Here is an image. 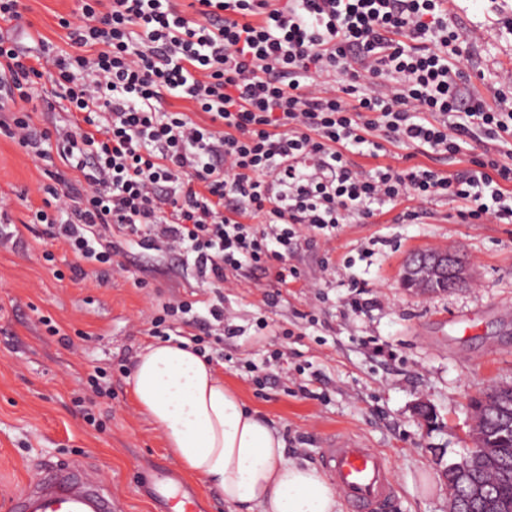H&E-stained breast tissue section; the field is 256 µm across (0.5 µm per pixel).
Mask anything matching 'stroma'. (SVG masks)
Masks as SVG:
<instances>
[{"label":"stroma","mask_w":512,"mask_h":512,"mask_svg":"<svg viewBox=\"0 0 512 512\" xmlns=\"http://www.w3.org/2000/svg\"><path fill=\"white\" fill-rule=\"evenodd\" d=\"M14 30L21 46L39 40L70 51L63 18L75 0H24ZM448 19L474 27L470 50L484 71L476 86L492 98L498 77L512 73V0H449ZM78 174L60 156L35 158L0 132V512L41 465L72 462L99 479L115 512H171L155 500L146 476L166 477L172 492H196L204 512H229L201 481L185 477L161 431L132 396L137 354L154 339L150 320L172 299L210 298L192 272L168 256L172 275L156 272L153 254L133 256L132 275L74 277L73 254L33 221L49 189ZM419 224H345L327 242L300 240L301 278L270 296L256 277H231L224 307L239 334L225 340L213 364L244 403L281 432L288 456L318 466L327 439L345 436L389 461L396 493L387 512H448L442 472L472 447L469 398L512 385V223L461 224L451 204H426ZM454 250L467 259L470 284L420 295L402 285L407 256ZM53 261H45L44 252ZM366 286L355 293L354 283ZM359 297L363 309L348 307ZM477 328L459 331L458 318ZM59 328L50 335L46 321ZM112 375V394L87 384L94 367ZM432 425L414 414L418 402ZM97 419L89 425L83 418Z\"/></svg>","instance_id":"stroma-1"}]
</instances>
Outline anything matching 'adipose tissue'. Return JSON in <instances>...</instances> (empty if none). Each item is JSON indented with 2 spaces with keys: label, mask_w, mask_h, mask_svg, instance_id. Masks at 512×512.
<instances>
[{
  "label": "adipose tissue",
  "mask_w": 512,
  "mask_h": 512,
  "mask_svg": "<svg viewBox=\"0 0 512 512\" xmlns=\"http://www.w3.org/2000/svg\"><path fill=\"white\" fill-rule=\"evenodd\" d=\"M132 386L182 472L215 490L230 512H341L339 490L313 466L290 459L278 430L248 410L192 347L148 346Z\"/></svg>",
  "instance_id": "adipose-tissue-1"
}]
</instances>
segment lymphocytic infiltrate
Here are the masks:
<instances>
[{
	"mask_svg": "<svg viewBox=\"0 0 512 512\" xmlns=\"http://www.w3.org/2000/svg\"><path fill=\"white\" fill-rule=\"evenodd\" d=\"M78 2L71 51L43 39L31 53L0 33V109L44 78L65 103L59 137L24 109L0 131L79 173L34 213L74 272L126 271L138 248L177 254L216 289L249 272L279 288L300 277V240L388 204L443 198L461 223H512V81L494 102L480 95L465 71L472 31L449 23L448 0H192L190 16L176 0ZM390 145L429 162L361 165ZM461 157L463 170L437 167ZM191 310L163 304L150 335H237L223 301L207 323Z\"/></svg>",
	"mask_w": 512,
	"mask_h": 512,
	"instance_id": "f902f5d3",
	"label": "lymphocytic infiltrate"
}]
</instances>
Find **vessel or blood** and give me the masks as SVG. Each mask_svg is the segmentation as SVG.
Listing matches in <instances>:
<instances>
[{
  "instance_id": "b4317fda",
  "label": "vessel or blood",
  "mask_w": 512,
  "mask_h": 512,
  "mask_svg": "<svg viewBox=\"0 0 512 512\" xmlns=\"http://www.w3.org/2000/svg\"><path fill=\"white\" fill-rule=\"evenodd\" d=\"M320 465L344 496L350 512H385L394 494L389 467L379 452L344 437L329 438ZM74 465L49 462L36 472L11 512H112V498L91 477L76 478Z\"/></svg>"
}]
</instances>
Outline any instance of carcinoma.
Listing matches in <instances>:
<instances>
[{
    "label": "carcinoma",
    "mask_w": 512,
    "mask_h": 512,
    "mask_svg": "<svg viewBox=\"0 0 512 512\" xmlns=\"http://www.w3.org/2000/svg\"><path fill=\"white\" fill-rule=\"evenodd\" d=\"M494 400L503 401V408L475 399V444L448 465V500L455 512H512V387L500 389ZM470 482L483 485L495 506L489 509L469 498L465 488Z\"/></svg>",
    "instance_id": "obj_1"
}]
</instances>
